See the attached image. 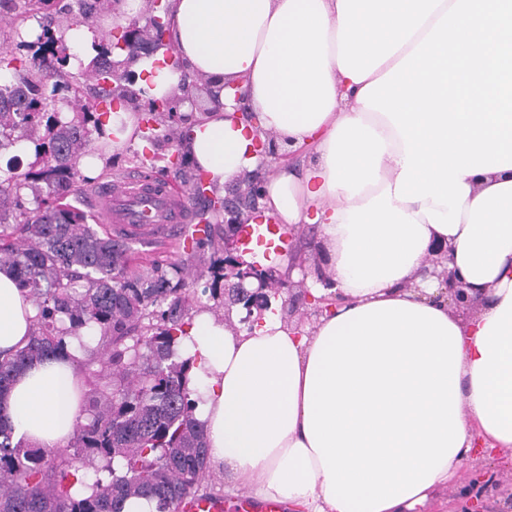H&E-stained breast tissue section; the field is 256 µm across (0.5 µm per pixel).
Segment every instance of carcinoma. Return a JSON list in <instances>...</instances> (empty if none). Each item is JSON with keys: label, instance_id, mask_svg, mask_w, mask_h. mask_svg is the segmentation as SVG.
I'll list each match as a JSON object with an SVG mask.
<instances>
[{"label": "carcinoma", "instance_id": "carcinoma-1", "mask_svg": "<svg viewBox=\"0 0 512 512\" xmlns=\"http://www.w3.org/2000/svg\"><path fill=\"white\" fill-rule=\"evenodd\" d=\"M110 5L76 0L69 26ZM50 35L43 25L34 40L20 41L32 50L26 56L0 52V68L14 78L0 86V149L25 139L36 156V167L0 178V266L14 271L37 307L29 343L0 358V400L21 367L66 352L75 339L84 352V421L66 447L41 450L22 448L0 419V512H121L133 497L178 512L186 496L214 497L202 489L208 448L193 417L190 363L176 350L198 310L185 288L199 274L180 261L134 269L132 242L95 229L71 203L87 185L77 162L103 133L98 106L112 101V51L98 47L85 70L48 89L46 78L69 59L43 42ZM61 90L93 111L61 120L48 111ZM183 121L177 112L145 115L138 136L160 147L180 139ZM223 246L224 229L209 224L191 254L214 256ZM79 484L92 493L80 496Z\"/></svg>", "mask_w": 512, "mask_h": 512}]
</instances>
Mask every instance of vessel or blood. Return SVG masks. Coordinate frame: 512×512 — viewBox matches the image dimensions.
<instances>
[{
    "instance_id": "b4317fda",
    "label": "vessel or blood",
    "mask_w": 512,
    "mask_h": 512,
    "mask_svg": "<svg viewBox=\"0 0 512 512\" xmlns=\"http://www.w3.org/2000/svg\"><path fill=\"white\" fill-rule=\"evenodd\" d=\"M96 197L115 234L146 244L174 236L186 246L201 235L199 225L188 221L185 200L170 195L166 185L154 178L132 174L99 188ZM238 242L241 251L255 260L270 259L292 247L287 231L266 214L250 215L239 225Z\"/></svg>"
}]
</instances>
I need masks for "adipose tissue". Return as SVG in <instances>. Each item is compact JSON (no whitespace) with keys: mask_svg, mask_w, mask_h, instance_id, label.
Segmentation results:
<instances>
[{"mask_svg":"<svg viewBox=\"0 0 512 512\" xmlns=\"http://www.w3.org/2000/svg\"><path fill=\"white\" fill-rule=\"evenodd\" d=\"M455 0H169L171 42L144 60L150 97L170 96L182 73L221 89L189 120L185 150L216 190L263 162L255 136L306 149L299 169L268 177L263 205L288 227L313 224L327 269L313 298L330 304L314 327L283 322L277 306L241 330L195 315L178 347L212 467L228 493L292 512H416L485 450H512V169L463 176L470 193L456 234L424 214L431 199L398 201L405 145L358 94L419 44ZM247 94L250 123L236 112ZM444 269L480 294L470 317L451 313ZM36 308L0 269V353L23 348ZM83 352L22 369L0 411L15 438L62 448L79 409Z\"/></svg>","mask_w":512,"mask_h":512,"instance_id":"obj_1","label":"adipose tissue"}]
</instances>
